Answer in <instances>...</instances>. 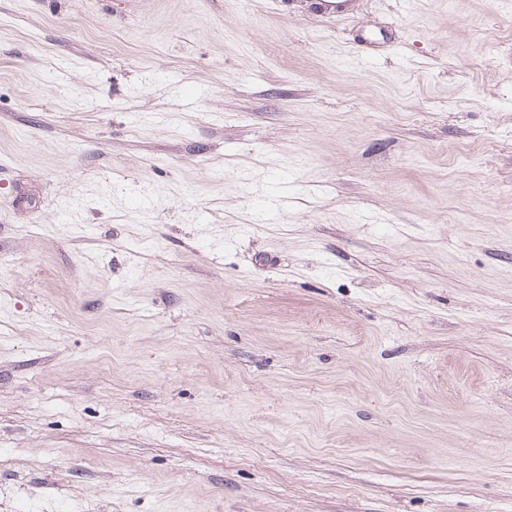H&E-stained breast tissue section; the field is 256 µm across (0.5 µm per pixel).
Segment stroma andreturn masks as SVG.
<instances>
[{
  "label": "stroma",
  "mask_w": 512,
  "mask_h": 512,
  "mask_svg": "<svg viewBox=\"0 0 512 512\" xmlns=\"http://www.w3.org/2000/svg\"><path fill=\"white\" fill-rule=\"evenodd\" d=\"M352 7L0 0V512H512V0Z\"/></svg>",
  "instance_id": "1"
}]
</instances>
